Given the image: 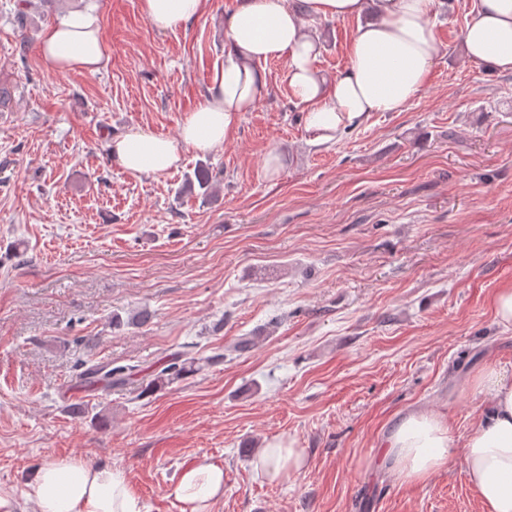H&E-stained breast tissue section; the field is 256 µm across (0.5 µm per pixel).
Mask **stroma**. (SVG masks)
Masks as SVG:
<instances>
[{"instance_id": "35a3bbf8", "label": "stroma", "mask_w": 512, "mask_h": 512, "mask_svg": "<svg viewBox=\"0 0 512 512\" xmlns=\"http://www.w3.org/2000/svg\"><path fill=\"white\" fill-rule=\"evenodd\" d=\"M475 3L438 14L443 52L404 111L311 144L287 64L271 61L267 96L223 148L133 176L110 137L177 138L224 68L234 0L167 31L140 0H55L23 28L18 0H0L1 489L22 497L37 466L75 457L124 471L142 512H180L171 486L207 459L226 477L213 512H483L462 457L412 485L379 446L416 408L465 435L486 401L464 381L489 362L512 372V326L493 310L512 286V73L466 57ZM76 10L98 16L108 61L47 71L40 38ZM316 27L331 78L355 24ZM200 164L215 193H182ZM144 308L151 322L132 324ZM240 336L255 342L241 355ZM220 351L152 393L78 378L83 361L150 371ZM278 440L305 464L272 481L254 452Z\"/></svg>"}]
</instances>
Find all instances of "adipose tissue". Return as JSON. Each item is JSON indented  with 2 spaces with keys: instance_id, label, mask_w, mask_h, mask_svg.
Here are the masks:
<instances>
[{
  "instance_id": "obj_1",
  "label": "adipose tissue",
  "mask_w": 512,
  "mask_h": 512,
  "mask_svg": "<svg viewBox=\"0 0 512 512\" xmlns=\"http://www.w3.org/2000/svg\"><path fill=\"white\" fill-rule=\"evenodd\" d=\"M446 0H307L300 15L289 0H235L225 17L224 69L206 98L183 119L177 139L137 127L108 145L113 161L133 176L161 175L176 168L182 153L220 149L241 113L268 93L270 60H285L287 78L303 107L315 143L360 124L374 112H400L423 90L442 53L434 20ZM203 0H142L149 21L174 30L195 19ZM355 21L345 71L326 78L314 65L320 35L310 19ZM469 60L495 71H512V0H479L460 32ZM38 54L51 72H98L107 62L99 20L75 11L47 28ZM472 388L489 400L466 435L452 437L443 417L414 410L382 443L386 456L409 482L423 481L462 452L466 474L484 512H512V373L485 365ZM299 449L277 441L258 453L256 468L281 479L301 465ZM24 498L35 512H141L124 473L74 457H54L30 474ZM180 512H211L224 496V468L206 460L186 464L170 489Z\"/></svg>"
}]
</instances>
